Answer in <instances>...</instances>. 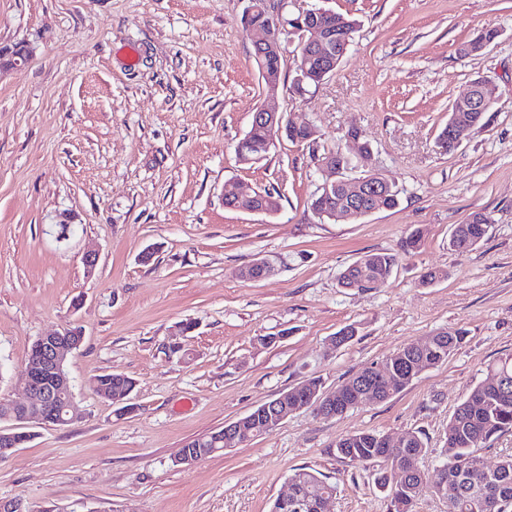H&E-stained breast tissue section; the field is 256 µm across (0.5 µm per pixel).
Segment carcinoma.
I'll list each match as a JSON object with an SVG mask.
<instances>
[{"instance_id": "cac0c4a2", "label": "carcinoma", "mask_w": 512, "mask_h": 512, "mask_svg": "<svg viewBox=\"0 0 512 512\" xmlns=\"http://www.w3.org/2000/svg\"><path fill=\"white\" fill-rule=\"evenodd\" d=\"M324 23L336 34H353L359 27V21L348 13L335 12L324 18ZM500 36L496 29H487L463 45V55H473L491 45ZM309 69V76L302 88L319 87L333 72L314 69L309 62L305 49L298 51L295 70ZM496 97L488 94L483 98V109L471 112L459 106H452L448 111V121L441 128L437 140L438 145L451 153L458 148L454 132L459 126L479 125ZM266 130L251 127L243 136L241 149L235 150L237 161L243 165L265 153L264 145ZM293 144H306L311 149V159L315 164H333L345 170L356 167V163H364L371 157L369 146L363 147V158L354 161L341 149L319 151L318 146L308 139L307 130L302 128L288 136ZM401 190L395 183L379 195L375 206L379 210H391L400 203ZM255 202L271 212L280 209V195L276 189L263 190V195ZM349 204V193L346 184L338 183L328 188L318 186L310 198V208L326 219L330 211L343 208ZM491 216L484 212L472 215L466 224L453 227L448 238V247L456 252H467L476 247L488 235L492 227ZM397 256L391 252H368L354 263L346 267L339 275V284L361 290L377 286V281H386L392 274ZM465 339V332L454 330L444 336L434 337L430 344L422 350L410 352V356L422 360V367H434L445 362L449 355L459 347ZM393 356L370 372L371 381L377 390L375 400L384 401L409 386L417 374L398 378L390 374ZM95 391L108 398L125 400L129 392L134 390L132 378L118 373H105L93 380ZM360 389L357 387V376H352L336 386V415H342L360 406ZM512 432V356H508L488 368L485 379L471 387L464 399L456 407L448 422L444 436V448L447 452V469L440 478V484L433 485L435 493L446 500L448 512H507L512 507V455L501 459L494 470L484 467L477 456L474 445L479 440H487ZM190 453L201 458L214 453V449L223 447L215 442V435L210 433L191 442ZM426 449L424 438L417 432L408 433V442L398 448L382 442V435L370 431H359L349 434L336 441V453L352 464L379 462L382 468L378 473L380 485L390 486L391 512H414V507L424 488L427 479L416 465V461ZM296 480L298 492L304 496L320 501L336 494V486L328 483L306 468H296L290 475Z\"/></svg>"}]
</instances>
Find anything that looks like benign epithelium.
<instances>
[{"label": "benign epithelium", "mask_w": 512, "mask_h": 512, "mask_svg": "<svg viewBox=\"0 0 512 512\" xmlns=\"http://www.w3.org/2000/svg\"><path fill=\"white\" fill-rule=\"evenodd\" d=\"M247 2L242 21L251 36L253 56L259 62L260 76L267 84H272L274 76L266 70L264 59L270 54L283 52V47L268 28L251 23L253 16L258 13L271 15V20L278 30L286 29L288 23H293L294 28L291 32L300 35V46L314 50L315 56L320 59V64L324 68L335 64L336 57L346 55L350 46L349 40L345 39L337 46L330 41V38L321 35L317 17L324 13V9L302 10L293 20L288 21L284 19L283 10L271 8V0H247ZM252 122L262 123L268 128V139L265 145L268 151L288 135V130L299 128V124L286 116V113L263 107L253 113ZM387 181L388 178L384 174L373 168L370 169L369 177L355 182L352 205L342 213V216L354 219L374 212L375 208L368 207L361 198L366 195L372 198L377 197ZM224 199L237 204L238 211L266 213L265 208L252 204L254 196L247 187L242 186L225 192ZM273 269L274 264L270 260L258 259L248 266L246 277L251 281L260 280ZM82 341V333L70 327L39 337L34 348L36 357L26 360L18 373V380L23 385L29 403H8L10 412L5 419L20 425L43 424L45 423L44 409L54 406L60 397L64 399V405L58 410L57 423L63 425L79 419L74 407L73 391L65 363L67 355L79 349ZM297 390L303 392V397L296 403L288 404V394L285 393L260 406L258 415L263 418L267 428L275 430L288 418V415L306 408L319 409L334 400V397L326 392L308 391L302 385L298 386ZM222 437L226 451L250 441L249 434L235 421L224 425ZM16 451L15 433L0 428V459L6 461L12 458Z\"/></svg>", "instance_id": "1"}]
</instances>
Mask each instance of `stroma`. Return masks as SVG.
<instances>
[{
	"label": "stroma",
	"mask_w": 512,
	"mask_h": 512,
	"mask_svg": "<svg viewBox=\"0 0 512 512\" xmlns=\"http://www.w3.org/2000/svg\"><path fill=\"white\" fill-rule=\"evenodd\" d=\"M285 3L324 4L361 27L336 73L301 94L289 89L286 50L271 98L242 25L247 0H0V46L32 49L0 70V401L24 399L16 373L37 338L69 325L84 336L67 363L81 419L29 426L30 441L0 464V501L269 512L304 467L336 485L329 512H389L378 464L338 458L337 440L421 432L419 467L435 474L455 407L488 364L512 354V0ZM484 28L499 30L496 42L460 54ZM477 77L497 86L496 102L445 153L437 135ZM263 105L309 124L325 148L353 156L369 144L399 207L319 220L307 200L333 173L304 145L284 141L239 164L235 145ZM235 183L278 189L279 212L226 208ZM476 212L492 216L488 236L450 250L453 226ZM416 228L420 249L400 253ZM89 250L99 255L90 274ZM376 251L398 256L387 281L339 287L343 269ZM260 258L279 259L277 273L238 278ZM428 268L449 277L422 286ZM183 322L195 328L169 353ZM349 325L355 338L334 346ZM457 329L466 339L448 360L386 401L330 419L302 410L239 448L175 463L188 440L307 379L332 391L403 345ZM110 372L135 381L133 414L94 390Z\"/></svg>",
	"instance_id": "obj_1"
}]
</instances>
